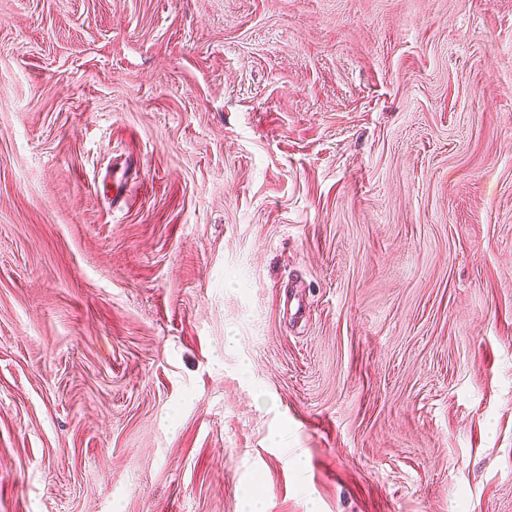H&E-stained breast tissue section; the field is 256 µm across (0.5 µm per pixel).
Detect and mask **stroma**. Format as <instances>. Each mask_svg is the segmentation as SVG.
Returning <instances> with one entry per match:
<instances>
[{"instance_id": "stroma-1", "label": "stroma", "mask_w": 512, "mask_h": 512, "mask_svg": "<svg viewBox=\"0 0 512 512\" xmlns=\"http://www.w3.org/2000/svg\"><path fill=\"white\" fill-rule=\"evenodd\" d=\"M250 487L512 512V0H0V512Z\"/></svg>"}]
</instances>
